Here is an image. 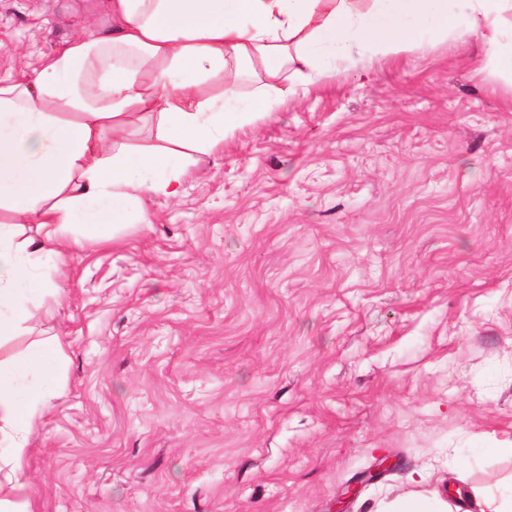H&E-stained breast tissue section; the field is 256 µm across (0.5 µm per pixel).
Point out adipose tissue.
I'll return each instance as SVG.
<instances>
[{"label":"adipose tissue","mask_w":512,"mask_h":512,"mask_svg":"<svg viewBox=\"0 0 512 512\" xmlns=\"http://www.w3.org/2000/svg\"><path fill=\"white\" fill-rule=\"evenodd\" d=\"M112 32L80 34L25 80L0 79V340L27 322L43 258L66 261L82 231L125 223L143 197H178L189 152L210 154L310 81L370 69L381 53L482 38L485 69L512 77V0H110ZM264 73L248 97L238 85ZM292 73L291 85L279 79ZM155 144L107 150L133 116ZM59 340L0 362V449L20 465L48 399Z\"/></svg>","instance_id":"1"}]
</instances>
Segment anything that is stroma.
Wrapping results in <instances>:
<instances>
[{"instance_id": "35a3bbf8", "label": "stroma", "mask_w": 512, "mask_h": 512, "mask_svg": "<svg viewBox=\"0 0 512 512\" xmlns=\"http://www.w3.org/2000/svg\"><path fill=\"white\" fill-rule=\"evenodd\" d=\"M109 0H0L26 79ZM175 200L36 275L12 359L61 374L16 473L30 512H346L512 484V84L476 39L316 81Z\"/></svg>"}]
</instances>
